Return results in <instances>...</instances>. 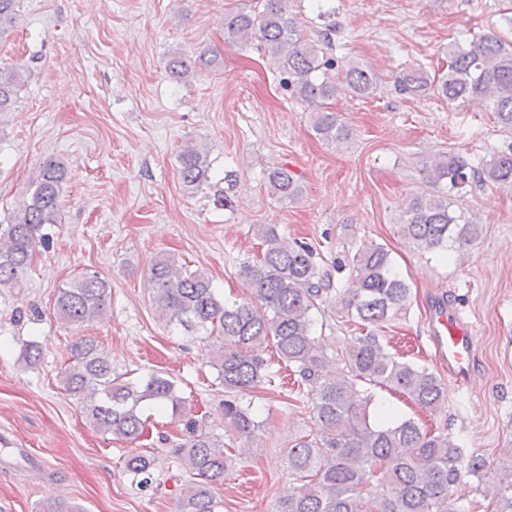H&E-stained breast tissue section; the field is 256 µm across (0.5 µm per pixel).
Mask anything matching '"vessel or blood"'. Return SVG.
I'll return each instance as SVG.
<instances>
[{
	"mask_svg": "<svg viewBox=\"0 0 512 512\" xmlns=\"http://www.w3.org/2000/svg\"><path fill=\"white\" fill-rule=\"evenodd\" d=\"M427 334L434 356L449 379L458 384L467 383L478 351L473 326L456 308L439 301L428 319Z\"/></svg>",
	"mask_w": 512,
	"mask_h": 512,
	"instance_id": "b4317fda",
	"label": "vessel or blood"
}]
</instances>
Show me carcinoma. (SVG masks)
<instances>
[{
    "mask_svg": "<svg viewBox=\"0 0 512 512\" xmlns=\"http://www.w3.org/2000/svg\"><path fill=\"white\" fill-rule=\"evenodd\" d=\"M291 0H256L253 6L224 12V36L244 46L258 40L275 68L287 75L285 87L312 114L313 129L336 144L346 129L329 101L341 92L368 97L377 88L375 72L349 63L343 82L332 74L335 60L326 56L336 27L303 34L288 8ZM18 0H0V39L13 28ZM213 59L176 56L168 71L175 80L193 68H208ZM23 85L21 69L0 70V117L13 111ZM400 89L417 94L429 89L455 102L467 97L490 101L498 123L512 129V43L495 33L464 47L448 46V72L431 79L419 66L399 81ZM177 161L183 185L195 191L208 185L206 148L186 142ZM431 189L413 195L398 224V233L415 250L439 252L458 260L477 242L482 225L453 208V191L472 182L512 185V144L494 153L479 169L460 154L434 161L428 169ZM68 170L47 156L29 202L0 224V288H22L36 248L49 244L45 227L62 223L61 201ZM268 195L279 203L295 202L303 193L300 179L286 166L265 177ZM261 255L245 260L239 275L249 295L241 300L221 297L212 279L192 270L173 255L155 258L149 270L151 303L172 331L206 342L215 339L212 366L224 386V424L243 447L199 429L189 417L187 443L174 450L196 476L181 489L177 512H217L212 488L224 481L235 456L242 455L261 428L252 402L244 398L271 382L259 348L273 346L278 359L294 369L313 393L314 430L297 437L286 457L292 482L277 498L272 512H455L454 489L461 479L463 455L448 436L425 430L411 417L387 410L369 386L398 392L414 404L438 413L448 407V388L428 367L393 353L379 331L407 313L410 288L396 271L389 250L363 244L351 258V281L345 289L347 315L360 336L336 354L337 368L328 369L327 344L315 334L313 311L329 301L331 274L318 261L316 247L298 239L287 241L275 224L259 229ZM112 289L98 272H81L58 290L55 317L73 329L92 325L108 309ZM71 361L62 383L82 397L90 422L127 442L142 437L143 408L150 404L177 412L182 400L173 377L151 372L127 379L112 369V359L95 339L82 336L70 346ZM155 457L132 451L124 472L145 487L153 482ZM467 472L483 483L487 463L468 460ZM496 512H512V463L500 469L494 491Z\"/></svg>",
    "mask_w": 512,
    "mask_h": 512,
    "instance_id": "obj_1",
    "label": "carcinoma"
}]
</instances>
